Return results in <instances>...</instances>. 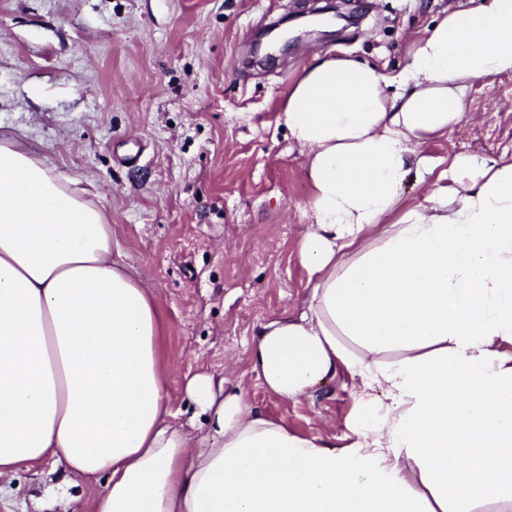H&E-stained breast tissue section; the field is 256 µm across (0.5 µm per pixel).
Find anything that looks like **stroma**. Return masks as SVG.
Returning <instances> with one entry per match:
<instances>
[{"instance_id": "stroma-1", "label": "stroma", "mask_w": 512, "mask_h": 512, "mask_svg": "<svg viewBox=\"0 0 512 512\" xmlns=\"http://www.w3.org/2000/svg\"><path fill=\"white\" fill-rule=\"evenodd\" d=\"M480 0H350L358 23L253 58L269 26L316 0H0V136L92 185L120 260L163 316L172 422L191 440L188 377L207 371L302 436L341 447L361 421L345 375L300 401L251 370L262 324L296 311L311 284L299 246L313 222L305 151L277 110L315 56L405 67L412 41ZM459 129L429 155L512 154V75L474 80ZM93 493L51 458L0 482V512H80Z\"/></svg>"}]
</instances>
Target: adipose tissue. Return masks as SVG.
<instances>
[{
    "mask_svg": "<svg viewBox=\"0 0 512 512\" xmlns=\"http://www.w3.org/2000/svg\"><path fill=\"white\" fill-rule=\"evenodd\" d=\"M512 74V0L449 11L391 74L315 57L277 122L306 150L310 296L262 324L252 370L283 400L346 374L369 421L339 448L224 379L170 418L161 314L103 211L0 138V480L58 457L83 512H512V159L428 155L473 80ZM437 181L413 206L409 178Z\"/></svg>",
    "mask_w": 512,
    "mask_h": 512,
    "instance_id": "1",
    "label": "adipose tissue"
}]
</instances>
